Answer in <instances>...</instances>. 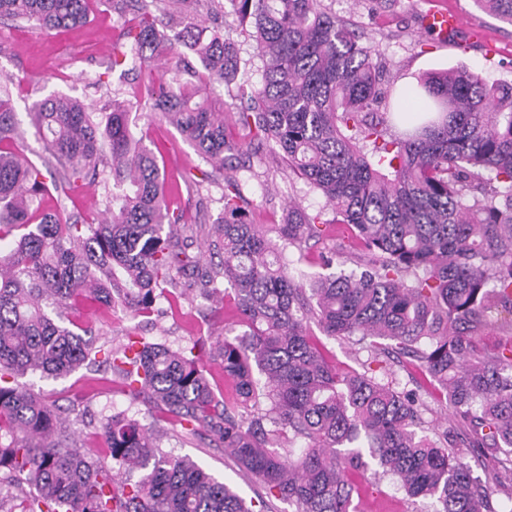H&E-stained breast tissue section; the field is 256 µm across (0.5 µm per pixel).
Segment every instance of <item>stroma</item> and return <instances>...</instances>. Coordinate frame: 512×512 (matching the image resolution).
Listing matches in <instances>:
<instances>
[{"mask_svg": "<svg viewBox=\"0 0 512 512\" xmlns=\"http://www.w3.org/2000/svg\"><path fill=\"white\" fill-rule=\"evenodd\" d=\"M325 11L344 21L360 25L364 42L374 49L388 69L394 88L416 83L425 73L460 64L477 69L489 80L512 83V25L501 22L485 12L476 0H392L379 7L373 0H322ZM432 9L455 10L475 26L485 30L484 46L462 47L432 40L421 26V19ZM126 13L114 0H93L87 24L54 36H46L33 23L0 20V79L10 74L22 75L21 85L13 87L16 117L23 136L20 151L43 173H50L49 155L37 140L29 124L32 104L52 93L80 100L90 111H106L114 93H128L146 73L162 74L164 67L135 64L125 78L105 76L108 58L114 43L123 34L122 20ZM239 49L241 70L236 83L214 85L211 97L215 106L232 112L246 104L247 92L262 81V68L256 56L255 43L236 28L225 30ZM130 119L147 136L149 146L159 148L167 176L176 178L201 167L202 161L180 135L166 122L153 119L144 103H132ZM266 164L256 173H240L242 193L249 217L256 224H279L288 212L289 203L299 204L307 213H322L331 218L321 194L312 190L288 167L279 147L266 142L263 147ZM217 185H204L200 191L182 190L172 203L181 208L187 223L213 222L220 212ZM236 307L232 298H225L222 307L200 297L182 301L175 315L165 317L158 325L147 327L146 337L178 348L190 345L198 337L222 338L225 328L235 326ZM310 334L327 358L338 369L361 368L372 355L364 345L327 336L317 325H310ZM390 377L396 387L413 390L425 408L423 428L436 441H443L449 427L451 409L439 398L420 368L408 361L391 362ZM21 385L34 386L60 409V413L80 444L95 454H102L105 445L96 435L94 423L102 417L123 412L152 425L161 435L163 447L186 455L201 463L217 477L234 486L247 502H259V487L240 472L223 449L198 447L182 442L178 431L167 423H155L149 407L130 400L118 384L108 382L102 371L78 370L57 379L32 374L21 378ZM359 495L353 500L356 512H440L441 505L432 498L409 496L401 485L388 476L366 473L358 481Z\"/></svg>", "mask_w": 512, "mask_h": 512, "instance_id": "35a3bbf8", "label": "stroma"}]
</instances>
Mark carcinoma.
I'll list each match as a JSON object with an SVG mask.
<instances>
[{"mask_svg": "<svg viewBox=\"0 0 512 512\" xmlns=\"http://www.w3.org/2000/svg\"><path fill=\"white\" fill-rule=\"evenodd\" d=\"M91 0H0V18L40 30L86 24ZM223 15L251 25L263 63L247 108L233 113L249 140L231 143L224 113L207 90L232 79L240 61L224 39L189 24L158 29L159 0H136V21L112 47L107 71L121 76L150 57L170 78L133 91L176 125L201 159L231 170L212 228L183 223L168 204L179 185L162 172L125 104L89 112L65 95L29 115L58 177L16 151L21 138L8 76L0 84V512H252L197 462L160 446L139 420H100L107 456L81 448L47 399L17 378L67 376L105 362L132 400L180 427L183 439L224 449L268 499L297 512H353L350 474L378 462L412 497L441 512H500L493 482L512 503V83L489 82L464 65L391 88L360 36L320 0H225ZM512 25V0H477ZM398 134L388 135L390 127ZM274 141L288 167L325 198L333 217L288 206V221H247L235 173L262 162ZM112 183L103 218L89 223L41 209L86 184ZM345 224L368 253L361 272L340 270L304 283L288 251ZM202 232L220 263L201 266L187 249ZM236 296L242 331L173 349L143 337L107 349L77 320L88 307L133 319L165 314L160 301ZM511 315L501 320L502 313ZM356 338L379 355L420 363L453 408L457 426L440 446L418 433L421 404L372 368L340 373L307 327ZM506 330L495 350L479 341ZM392 344L378 346L375 339ZM104 355L99 360L98 354ZM217 366L231 400L210 381ZM302 440L295 457L277 448ZM477 457L485 483L465 454Z\"/></svg>", "mask_w": 512, "mask_h": 512, "instance_id": "obj_1", "label": "carcinoma"}]
</instances>
